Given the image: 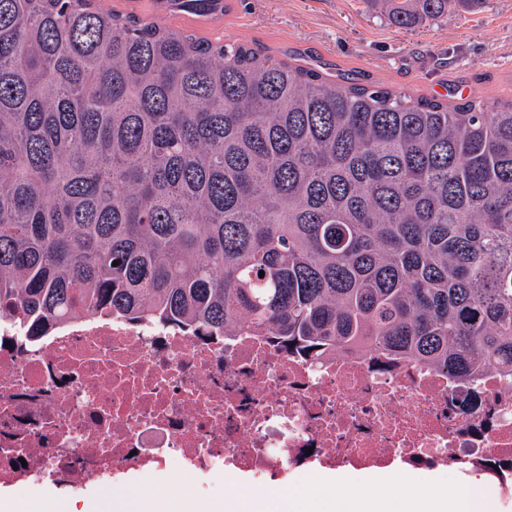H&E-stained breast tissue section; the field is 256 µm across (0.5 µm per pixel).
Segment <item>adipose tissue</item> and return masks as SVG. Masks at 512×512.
<instances>
[{"label": "adipose tissue", "instance_id": "ef3b65f1", "mask_svg": "<svg viewBox=\"0 0 512 512\" xmlns=\"http://www.w3.org/2000/svg\"><path fill=\"white\" fill-rule=\"evenodd\" d=\"M407 498L404 512H495L493 499L484 491L480 481L469 486L448 487L438 479L411 484L409 477L394 471H379L359 483L353 493L351 512H392L391 500L397 494ZM276 512H323L312 493L271 497L251 493L237 502L238 512H266L267 505Z\"/></svg>", "mask_w": 512, "mask_h": 512}]
</instances>
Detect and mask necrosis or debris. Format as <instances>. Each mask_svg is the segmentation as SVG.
<instances>
[{
  "label": "necrosis or debris",
  "mask_w": 512,
  "mask_h": 512,
  "mask_svg": "<svg viewBox=\"0 0 512 512\" xmlns=\"http://www.w3.org/2000/svg\"><path fill=\"white\" fill-rule=\"evenodd\" d=\"M449 470L512 503V375L470 382L420 363L377 370L345 350L302 360L249 331L202 343L161 325L84 316L39 342L0 315V489L19 504L121 492L133 473L284 489L311 469Z\"/></svg>",
  "instance_id": "obj_1"
}]
</instances>
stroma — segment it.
<instances>
[{"mask_svg": "<svg viewBox=\"0 0 512 512\" xmlns=\"http://www.w3.org/2000/svg\"><path fill=\"white\" fill-rule=\"evenodd\" d=\"M204 20L154 0H103L107 8L154 18L212 41L243 43L268 56L318 70L329 81H358L397 92L486 103L512 99V0H486L411 30L380 15L370 0H228Z\"/></svg>", "mask_w": 512, "mask_h": 512, "instance_id": "stroma-1", "label": "stroma"}]
</instances>
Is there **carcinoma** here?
I'll use <instances>...</instances> for the list:
<instances>
[{"instance_id":"cac0c4a2","label":"carcinoma","mask_w":512,"mask_h":512,"mask_svg":"<svg viewBox=\"0 0 512 512\" xmlns=\"http://www.w3.org/2000/svg\"><path fill=\"white\" fill-rule=\"evenodd\" d=\"M376 2L399 28L484 4ZM2 310L32 343L99 314L512 374V100L336 86L99 0H0Z\"/></svg>"}]
</instances>
